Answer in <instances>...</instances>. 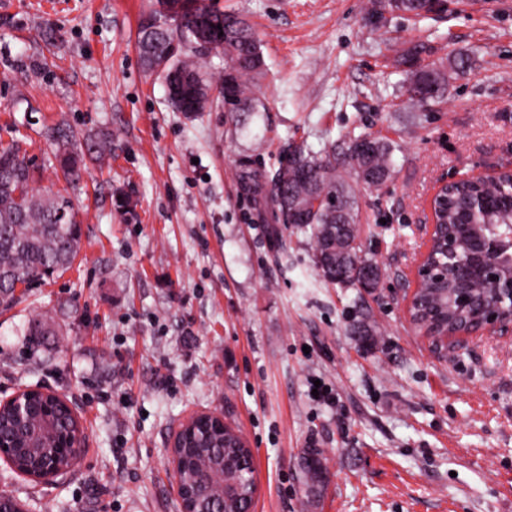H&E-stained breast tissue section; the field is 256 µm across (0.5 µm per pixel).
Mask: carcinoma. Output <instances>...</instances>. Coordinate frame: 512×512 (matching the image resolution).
<instances>
[{
  "label": "carcinoma",
  "mask_w": 512,
  "mask_h": 512,
  "mask_svg": "<svg viewBox=\"0 0 512 512\" xmlns=\"http://www.w3.org/2000/svg\"><path fill=\"white\" fill-rule=\"evenodd\" d=\"M156 8L146 14L138 28L137 48L144 68L172 81L187 75L202 86L197 97L172 99L177 112H203L213 105H224L229 112H259L261 103L251 96L249 80L263 67L261 44L251 25L240 15L214 10L204 0H155ZM221 25L223 41L209 49L197 46L192 28L200 14ZM407 15L417 21L428 18L422 0H372L369 16ZM422 44L406 50L398 61L403 67L408 99L427 105L440 102L454 75L474 69V57L457 52L440 63H423ZM222 53L224 74L213 78L204 71V56ZM362 139L370 148L357 151L351 144ZM49 151L44 164L63 178L79 180L84 154L111 153L110 144L83 143L76 132L61 122L46 133ZM294 157L281 162L271 174L261 171L250 160L239 162L238 188L246 191L254 205L273 203L282 220L292 201L306 214V220L293 227L310 236L314 260L322 276L345 287H358L355 272L378 264L367 257L359 227V209L336 163L325 151L305 145L292 146ZM390 142L366 133L348 136L344 155L350 171L363 177L368 188H378L392 175ZM38 170L22 145L13 141L0 144V301L14 298L15 283L26 277H46L67 270L79 247V222L71 201L61 195L45 194L34 187ZM441 223L457 241V255L448 260V281L430 283L422 293V316L439 323V332L456 333L473 322L486 305L498 303L491 286L473 276L475 259L481 249L478 233L487 224L512 225V182H461L448 187L446 202L438 203ZM465 288L470 304L457 302V289Z\"/></svg>",
  "instance_id": "obj_1"
}]
</instances>
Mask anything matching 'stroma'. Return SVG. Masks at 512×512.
I'll list each match as a JSON object with an SVG mask.
<instances>
[{
  "label": "stroma",
  "mask_w": 512,
  "mask_h": 512,
  "mask_svg": "<svg viewBox=\"0 0 512 512\" xmlns=\"http://www.w3.org/2000/svg\"><path fill=\"white\" fill-rule=\"evenodd\" d=\"M368 2L206 0L256 31L265 109L189 117L136 48L152 0H0V142L42 158L62 121L112 142L74 184L42 170L39 187L73 204L80 249L0 304V398L66 393L82 459L53 483L0 460V492L31 512H180L168 436L220 410L253 450L252 512H512V334L444 355L406 313L436 181L512 167V0H448L419 24L368 21ZM420 43L429 62L472 52L479 71L411 105L395 61ZM353 133L394 147L377 190L336 165L381 268L371 291L324 281L308 235L279 251L272 209L236 187L241 157L270 172L288 145L339 154ZM315 381L335 407L310 397ZM310 448L327 475L315 491Z\"/></svg>",
  "instance_id": "stroma-1"
}]
</instances>
